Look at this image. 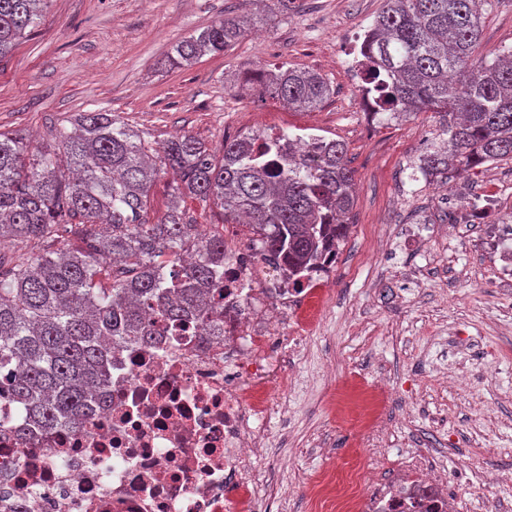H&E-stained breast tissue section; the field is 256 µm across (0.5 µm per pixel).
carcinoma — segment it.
Returning a JSON list of instances; mask_svg holds the SVG:
<instances>
[{"label": "carcinoma", "instance_id": "carcinoma-1", "mask_svg": "<svg viewBox=\"0 0 512 512\" xmlns=\"http://www.w3.org/2000/svg\"><path fill=\"white\" fill-rule=\"evenodd\" d=\"M43 0H0V59L37 26ZM493 0H383L363 49L362 73L380 111L433 112L443 145L421 160L426 177L512 156V47L475 60ZM271 15L226 14L172 47L190 66L238 43ZM261 97L299 111L333 93L313 70L282 65L256 74ZM33 151L0 131V394L41 428L82 424L109 381L103 362L117 340L146 342L211 320L208 290L223 277L224 234L186 221L187 198L237 217L263 254L293 275L319 266L347 236L354 171L343 143L269 170L254 139L224 141L221 157L191 135L155 147L110 112H80ZM173 172L172 205L150 220L156 177Z\"/></svg>", "mask_w": 512, "mask_h": 512}]
</instances>
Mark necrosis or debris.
<instances>
[{"label":"necrosis or debris","mask_w":512,"mask_h":512,"mask_svg":"<svg viewBox=\"0 0 512 512\" xmlns=\"http://www.w3.org/2000/svg\"><path fill=\"white\" fill-rule=\"evenodd\" d=\"M273 162L287 150L320 151V137L259 134ZM336 264L326 254L304 286L255 251L224 254L220 335L202 325L109 350L111 386L80 428H26L16 404L0 398V512H270L255 495L263 450L251 427L275 401L243 390V375L279 354L283 322L308 304ZM375 459L356 464L360 491L338 496L336 512H449L436 465L410 464L412 493H369Z\"/></svg>","instance_id":"necrosis-or-debris-1"}]
</instances>
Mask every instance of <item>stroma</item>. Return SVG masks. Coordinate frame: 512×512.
<instances>
[{"mask_svg":"<svg viewBox=\"0 0 512 512\" xmlns=\"http://www.w3.org/2000/svg\"><path fill=\"white\" fill-rule=\"evenodd\" d=\"M382 0H296L232 49L172 70L171 47L259 0H48L38 27L0 59V129L52 142L78 112H109L160 143L189 134L220 151L259 130L313 129L343 142L354 171L351 226L314 308L303 356L270 359L245 386L287 391L263 423L259 464L273 512H330L324 476L347 483L356 455L401 484L411 452L437 454L455 512H512V288L501 287L481 223L512 213V157L443 180L411 179L439 143L436 114L368 119L341 64L345 39ZM512 46V0L483 18L485 56ZM314 70L333 95L311 111L261 99L247 72ZM500 208L477 222L471 202ZM499 473L492 496L477 487Z\"/></svg>","mask_w":512,"mask_h":512,"instance_id":"obj_1","label":"stroma"}]
</instances>
